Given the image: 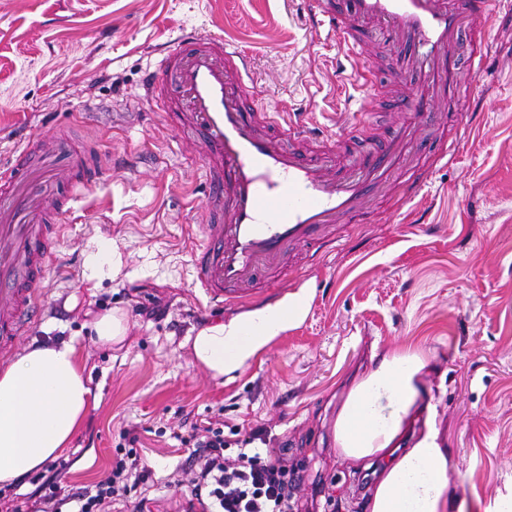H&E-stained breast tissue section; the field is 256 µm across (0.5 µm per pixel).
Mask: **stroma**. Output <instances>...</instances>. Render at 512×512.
I'll use <instances>...</instances> for the list:
<instances>
[{
    "instance_id": "obj_1",
    "label": "stroma",
    "mask_w": 512,
    "mask_h": 512,
    "mask_svg": "<svg viewBox=\"0 0 512 512\" xmlns=\"http://www.w3.org/2000/svg\"><path fill=\"white\" fill-rule=\"evenodd\" d=\"M303 11V0H0V162L62 133L112 163L64 215L44 311L18 345L73 343L91 377L97 399L66 454L65 492L102 479L133 425L150 475L132 500L178 512L165 484L189 452L168 429L183 414H220L226 442L264 428L271 447L287 449L299 512H363L380 469L342 462L333 422L354 375L408 346L428 358L423 381L464 512L512 491V9L464 36L460 53L482 48L484 65H456L439 126L406 155L425 174L418 195L405 206L381 197L366 223L335 225L322 263L290 260L310 296L304 319L220 383L185 345L257 305L214 308L194 287L208 185L198 152L144 101L143 77L182 30L219 33L248 56L268 111L301 114L329 136L368 112L376 125L337 151L379 145L401 91L394 50L380 43L379 79L362 85ZM141 304L166 313L139 315ZM110 309L129 333L107 350L90 325Z\"/></svg>"
}]
</instances>
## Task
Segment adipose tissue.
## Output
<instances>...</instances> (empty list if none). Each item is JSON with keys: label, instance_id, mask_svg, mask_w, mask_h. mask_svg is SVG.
I'll list each match as a JSON object with an SVG mask.
<instances>
[{"label": "adipose tissue", "instance_id": "obj_1", "mask_svg": "<svg viewBox=\"0 0 512 512\" xmlns=\"http://www.w3.org/2000/svg\"><path fill=\"white\" fill-rule=\"evenodd\" d=\"M278 309L263 307L200 329L191 350L215 380L241 367L287 330ZM424 353L383 357L349 389L334 422L339 456L357 466L386 465L366 512H462L449 486L452 462L439 442L435 406L422 381ZM94 398L73 343H39L0 373V487L13 486L60 458Z\"/></svg>", "mask_w": 512, "mask_h": 512}]
</instances>
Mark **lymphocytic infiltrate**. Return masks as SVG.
Returning <instances> with one entry per match:
<instances>
[{
	"label": "lymphocytic infiltrate",
	"mask_w": 512,
	"mask_h": 512,
	"mask_svg": "<svg viewBox=\"0 0 512 512\" xmlns=\"http://www.w3.org/2000/svg\"><path fill=\"white\" fill-rule=\"evenodd\" d=\"M176 440L190 451L192 465L174 488L181 493L183 512H294V492L289 486L288 451L266 447V429L252 430L236 454L226 451L224 419L213 416L192 422ZM66 466L52 463L49 474L34 490L48 512H112L129 500L131 491L144 483L150 470L136 453L116 456L110 472L82 491L62 495L59 479Z\"/></svg>",
	"instance_id": "obj_1"
}]
</instances>
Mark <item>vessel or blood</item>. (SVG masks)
Here are the masks:
<instances>
[{"label": "vessel or blood", "mask_w": 512, "mask_h": 512, "mask_svg": "<svg viewBox=\"0 0 512 512\" xmlns=\"http://www.w3.org/2000/svg\"><path fill=\"white\" fill-rule=\"evenodd\" d=\"M503 2L308 0L311 23L337 39L365 85L374 77L365 56L380 37L398 50V79L415 78L405 88L412 111L381 154L341 170L335 147L304 151L318 139L305 123L284 125L262 107L246 109L247 65L231 42L196 29L181 35L149 71L145 98L182 133L200 136L209 219L193 255V284L209 305H227L233 289L250 287L290 251L309 247L323 226L361 216L375 191L393 187L404 201L417 192L421 179H398L397 164L435 119L436 90L450 80L464 23L488 17ZM53 172L70 178L75 193L97 185L106 169L55 143L39 161L16 156L0 175V368L11 363L41 309L36 286L65 214L50 200Z\"/></svg>", "instance_id": "1"}]
</instances>
